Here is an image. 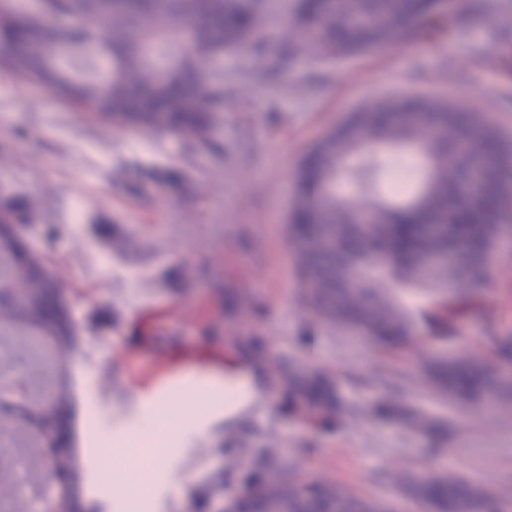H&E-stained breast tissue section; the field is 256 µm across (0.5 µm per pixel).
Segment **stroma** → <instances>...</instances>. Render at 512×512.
Listing matches in <instances>:
<instances>
[{
  "label": "stroma",
  "mask_w": 512,
  "mask_h": 512,
  "mask_svg": "<svg viewBox=\"0 0 512 512\" xmlns=\"http://www.w3.org/2000/svg\"><path fill=\"white\" fill-rule=\"evenodd\" d=\"M472 2L450 0L453 25L428 37L342 60L292 61L273 80L245 55L225 54L217 65L231 92L212 150L106 123L0 72V185L17 203L34 204L28 247L64 283L65 315L86 339L65 368L85 512H113L110 482L93 460L106 445L90 421L133 417L165 376L237 375L250 336L263 338L271 363H302L329 377L349 413L329 428L274 390L262 415L229 430L216 424L187 447L181 462L193 478L161 491L157 512H213L205 488L220 479L233 496L251 472L240 449L270 445L291 461L292 481L321 478L384 498L395 512H422L399 485L412 469L462 474L499 493L512 512V404L461 411L416 373L420 359L441 350L486 351L481 323L464 322L444 344L416 340L392 363L369 342L315 322L288 234L300 162L373 100L452 98L512 139V46L498 45L496 24L512 16V0H481L478 14ZM482 302L512 336V237L498 243ZM394 364L405 374L400 398L455 421L457 435L440 453L399 419L371 418L390 396L370 378Z\"/></svg>",
  "instance_id": "obj_1"
}]
</instances>
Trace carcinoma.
<instances>
[{
  "label": "carcinoma",
  "instance_id": "carcinoma-1",
  "mask_svg": "<svg viewBox=\"0 0 512 512\" xmlns=\"http://www.w3.org/2000/svg\"><path fill=\"white\" fill-rule=\"evenodd\" d=\"M0 0V66L46 87L60 100L119 126L181 135L203 149L224 111L226 52L246 53L267 74L309 54L347 58L385 46L399 33L424 38L447 23L439 0H292L288 24L275 27L272 0ZM274 42L277 55L266 57ZM425 155L426 176L402 200L376 185L382 159ZM512 141L455 100L411 95L353 113L305 157L288 233L319 317L358 333L395 356L419 338L445 342L467 319H484L495 372L481 355L435 353L418 366L431 394L451 405L512 397V336L497 334L480 299L488 257L512 235ZM345 177L355 188L336 194ZM473 193L482 207L463 210ZM448 251L446 263L427 258ZM388 254L375 272V256ZM19 237L0 242V313L30 330L70 335L58 304L60 285ZM288 400L313 405L326 419L345 412L332 382L301 366L277 377ZM399 413L442 443L453 419L434 420L404 401ZM70 451L44 455L49 476L74 479ZM260 492L285 512H392L384 501L354 496L328 482L296 485L277 448H252ZM409 494L429 512H501L498 498L459 475L415 473Z\"/></svg>",
  "mask_w": 512,
  "mask_h": 512
}]
</instances>
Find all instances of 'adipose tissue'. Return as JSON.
<instances>
[{"label":"adipose tissue","mask_w":512,"mask_h":512,"mask_svg":"<svg viewBox=\"0 0 512 512\" xmlns=\"http://www.w3.org/2000/svg\"><path fill=\"white\" fill-rule=\"evenodd\" d=\"M246 378L244 392L227 407L222 377L185 373L175 396L193 402L190 423L172 420L167 414L171 396L161 394L143 404L137 418L107 432L114 456L131 461L129 470L117 474L108 461L100 463L102 470L113 474L116 512H152L158 484L171 472L173 460L181 456L190 439L206 433L217 420L232 425L263 405L269 380L254 366L247 367Z\"/></svg>","instance_id":"adipose-tissue-1"}]
</instances>
